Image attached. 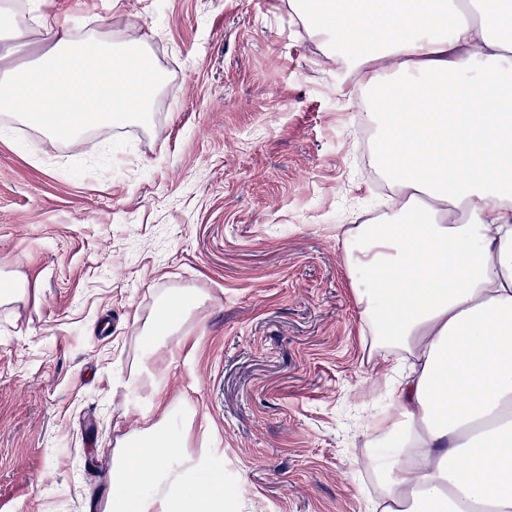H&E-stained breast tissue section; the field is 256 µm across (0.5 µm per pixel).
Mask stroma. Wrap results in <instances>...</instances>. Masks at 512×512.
I'll return each mask as SVG.
<instances>
[{"label":"stroma","mask_w":512,"mask_h":512,"mask_svg":"<svg viewBox=\"0 0 512 512\" xmlns=\"http://www.w3.org/2000/svg\"><path fill=\"white\" fill-rule=\"evenodd\" d=\"M149 45L174 86L153 129L66 147L0 120V512H99L118 432L144 408L196 425L223 512H368V427L404 362L374 346L343 233L378 214L375 103L287 0H44ZM166 289L209 293L166 346L142 328ZM147 364L160 394L141 397Z\"/></svg>","instance_id":"stroma-1"}]
</instances>
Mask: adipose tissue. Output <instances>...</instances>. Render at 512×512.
<instances>
[{"mask_svg":"<svg viewBox=\"0 0 512 512\" xmlns=\"http://www.w3.org/2000/svg\"><path fill=\"white\" fill-rule=\"evenodd\" d=\"M500 0H289L307 33L340 54L368 89L361 119L393 148L380 167L398 196L387 231L345 232L355 296L380 343L415 357L390 388L375 430L397 453L380 468L383 512H512V24ZM59 20L29 0H0V30L54 43L31 65L0 51V115L75 146L89 132L152 124L164 76L143 40L96 30L57 34ZM204 293L162 292L145 336L165 344ZM195 420L165 431L144 414L116 438L104 512H223L224 488L186 493L165 459L192 464ZM158 468L141 475L137 456Z\"/></svg>","mask_w":512,"mask_h":512,"instance_id":"1","label":"adipose tissue"}]
</instances>
